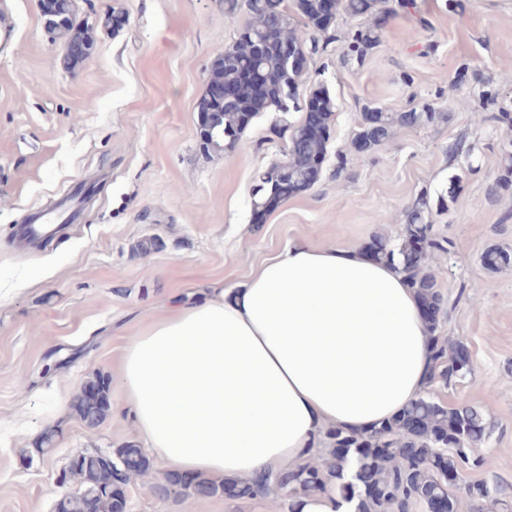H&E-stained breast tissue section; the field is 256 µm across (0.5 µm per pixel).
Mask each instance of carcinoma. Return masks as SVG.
Segmentation results:
<instances>
[{
	"instance_id": "obj_1",
	"label": "carcinoma",
	"mask_w": 512,
	"mask_h": 512,
	"mask_svg": "<svg viewBox=\"0 0 512 512\" xmlns=\"http://www.w3.org/2000/svg\"><path fill=\"white\" fill-rule=\"evenodd\" d=\"M37 6L51 34L68 45L84 47V55L67 57L71 67L94 54L95 27L77 14L73 4L66 0H38ZM296 8L298 15L294 16L285 0H224L225 16L234 18L243 13L247 20L235 41L211 64L209 85L224 86L232 97L223 101L206 95L197 105V112L205 117L201 143L209 153L222 152L227 144L236 145L262 112L286 108L302 113L298 122L288 121L275 129L286 140L284 158L272 161L259 173L253 191L254 212L264 208L272 197L286 200L308 191L319 180L335 112L334 98L322 83L312 85L303 96L299 88L310 59L320 50V38L329 34L338 15L389 16L411 11L416 14L418 29L428 28L427 20L419 15L416 0H336V12L330 14L324 0H296ZM378 42V29L357 30L351 37V51L362 57ZM308 101L316 105L314 119L306 114ZM443 119V113L428 102L405 112H384L367 105L355 137V151L362 157L385 145L398 127L429 126ZM309 127L318 133H307ZM500 156V172L490 188L493 195L512 192V138L502 142ZM431 216L430 199L423 193L404 211L398 242L376 233L364 251L397 268L422 304L442 314L446 297L428 260L433 255L451 253L452 243L431 223ZM481 261L487 270L496 272L512 264V252L492 247L483 253ZM429 329L433 341L430 384L447 387L469 374L470 366L461 357V344L441 334L440 321H430ZM71 409L88 428L106 419L110 389L104 386L100 374L82 385ZM489 435L480 409L468 404L451 408L426 392L372 433L328 431L323 444L331 452L325 461L304 460L279 473L276 491L286 503L300 492L322 490L326 474H336L339 481L344 479L345 463L352 457L363 475L357 488L346 496L353 503V512H417L439 497L446 501L445 512L471 510L476 502L498 504L499 488L485 483L469 485L463 496L458 493L461 469L480 470L487 464L485 456L475 453V447ZM56 437L55 430L43 432L35 444L36 454H50ZM114 453L116 460L108 463L103 459V450H87L79 453L78 465L62 469L60 482H78V494L59 502L58 512H87L86 499L81 496L85 490L96 494L94 512H124V486L133 476L147 472L151 462L130 443ZM240 488L244 492L236 498H255L256 489L246 481H185L179 473L167 472L154 485V492L165 500L184 490L205 501L220 494L231 495Z\"/></svg>"
}]
</instances>
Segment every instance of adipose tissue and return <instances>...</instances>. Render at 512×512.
Here are the masks:
<instances>
[{"mask_svg":"<svg viewBox=\"0 0 512 512\" xmlns=\"http://www.w3.org/2000/svg\"><path fill=\"white\" fill-rule=\"evenodd\" d=\"M422 305L359 248L297 240L230 290L175 303L116 368L138 437L166 468L254 481L368 432L428 386Z\"/></svg>","mask_w":512,"mask_h":512,"instance_id":"1","label":"adipose tissue"}]
</instances>
